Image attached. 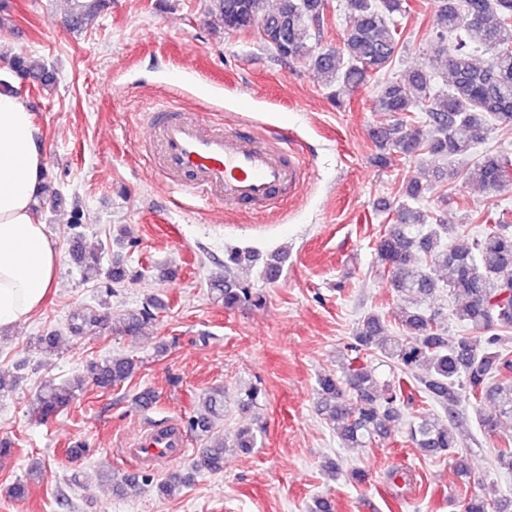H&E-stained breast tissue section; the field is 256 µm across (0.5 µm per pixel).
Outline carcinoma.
<instances>
[{"mask_svg": "<svg viewBox=\"0 0 512 512\" xmlns=\"http://www.w3.org/2000/svg\"><path fill=\"white\" fill-rule=\"evenodd\" d=\"M68 25L80 30L105 9L109 0H71ZM223 26L243 32L259 28L260 39L283 60L300 61L309 71L330 83L352 88L365 84L392 64L399 44L394 15L406 13L404 0H347L353 23L338 48H322L307 39V30L319 22L325 0H277L267 8V0H213ZM440 31L436 34L435 61L444 64L451 80L448 90L435 89L427 68L408 70L387 79L376 99L379 112H390L397 120L371 130L378 153L373 158L379 168L393 165L396 157L428 155L449 163L433 167L425 182L403 185V202L397 223L384 231L376 243L374 264L398 294L429 297L448 292L453 300L452 315L469 328L462 336L448 335L441 313L436 310L400 307L394 315L400 335L385 332L383 315L371 312L360 321L352 351L356 354L376 349L399 370L396 379L379 380L373 368L343 363L341 374L323 373L316 380V411L333 425L345 448H368L394 429L405 427L409 439L429 455H450L459 447L457 407L464 401L487 405L479 416L483 432L493 436L505 421H512V224L501 220L486 224L470 235L467 224H450L436 216L423 229L408 202L417 203L440 183L462 180L485 189H499L512 168L508 160L485 154L470 166H450L458 156L471 153L490 127L512 128V0H440ZM485 48L490 58L482 62L475 52ZM11 71L24 82L49 85L53 73L37 67L23 54L10 61ZM426 114L423 131L413 113ZM76 263L87 271H99L101 249L85 250L81 240L73 241ZM251 258L250 252L231 249L224 253V278L212 283L216 299L224 307H260L263 295L240 282L234 269ZM446 272L439 283L426 266ZM163 308L157 297L146 299L138 310L128 312L121 330L135 336L143 325ZM102 316L91 310L72 320L68 332L74 336L96 328ZM140 368V361L128 355H115L89 361L85 373L56 384L45 382L38 395L40 416L48 417L69 406L85 385L111 389L123 385ZM424 395L441 408L444 415L415 410L403 422L401 407H413V395L405 386ZM264 395L252 385L237 393L242 411L255 406ZM225 391L222 386L208 390L200 408L193 411L186 427L204 441L193 460L192 469L219 473L229 449L249 453L261 442L265 428L252 422L238 429L232 444L212 441L209 434L215 420L224 418ZM325 470L332 477L342 476L352 484L367 479L364 470L351 467L342 472L328 460ZM190 481L188 476H172L158 481L144 470L133 478L112 473V482L122 492L153 488L157 496L168 498ZM460 512H512V501L475 495L460 505Z\"/></svg>", "mask_w": 512, "mask_h": 512, "instance_id": "cac0c4a2", "label": "carcinoma"}]
</instances>
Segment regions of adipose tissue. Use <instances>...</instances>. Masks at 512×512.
Listing matches in <instances>:
<instances>
[{
    "instance_id": "ef3b65f1",
    "label": "adipose tissue",
    "mask_w": 512,
    "mask_h": 512,
    "mask_svg": "<svg viewBox=\"0 0 512 512\" xmlns=\"http://www.w3.org/2000/svg\"><path fill=\"white\" fill-rule=\"evenodd\" d=\"M43 168L33 113L0 95V328L29 319L55 283L60 253L36 211Z\"/></svg>"
}]
</instances>
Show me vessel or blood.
Returning a JSON list of instances; mask_svg holds the SVG:
<instances>
[{"label":"vessel or blood","instance_id":"obj_1","mask_svg":"<svg viewBox=\"0 0 512 512\" xmlns=\"http://www.w3.org/2000/svg\"><path fill=\"white\" fill-rule=\"evenodd\" d=\"M159 173L195 198L265 212L303 184L286 136L260 139L235 127L210 126L197 116L163 106L149 122ZM187 451L176 421L146 428L123 450L131 470L154 468Z\"/></svg>","mask_w":512,"mask_h":512}]
</instances>
